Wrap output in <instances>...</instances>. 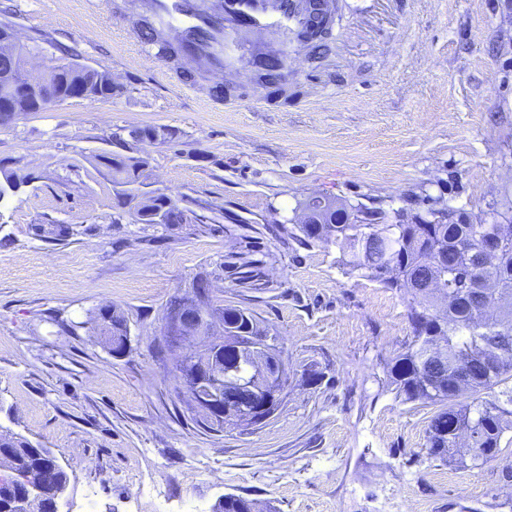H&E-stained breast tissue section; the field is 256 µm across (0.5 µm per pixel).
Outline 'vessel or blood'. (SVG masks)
Returning a JSON list of instances; mask_svg holds the SVG:
<instances>
[{
    "mask_svg": "<svg viewBox=\"0 0 512 512\" xmlns=\"http://www.w3.org/2000/svg\"><path fill=\"white\" fill-rule=\"evenodd\" d=\"M148 9L155 22L148 48L178 43L190 61L216 72L241 65L245 41L255 56L276 51L290 58L301 48L295 34L307 21L303 0H148Z\"/></svg>",
    "mask_w": 512,
    "mask_h": 512,
    "instance_id": "vessel-or-blood-1",
    "label": "vessel or blood"
}]
</instances>
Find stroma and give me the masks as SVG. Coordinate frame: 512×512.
I'll return each instance as SVG.
<instances>
[{"label":"stroma","mask_w":512,"mask_h":512,"mask_svg":"<svg viewBox=\"0 0 512 512\" xmlns=\"http://www.w3.org/2000/svg\"><path fill=\"white\" fill-rule=\"evenodd\" d=\"M145 15L140 0H0L22 43L115 83L111 99L0 125V160L35 176L0 208V432L52 449L70 475L60 512H210L229 493L275 512H512L500 460H435L432 408L395 397L387 366L413 336L403 292L347 271L339 245H299L288 222L311 195L512 220V0H337L284 96L145 56ZM147 126L179 132L141 145L155 189L234 225L121 217L93 156ZM54 221L73 236H35ZM241 252L260 262L250 286L225 267ZM214 270L215 294L253 311L288 363L285 405L248 430L208 429L164 348L166 301ZM109 305L128 320L121 356L96 329Z\"/></svg>","instance_id":"35a3bbf8"}]
</instances>
